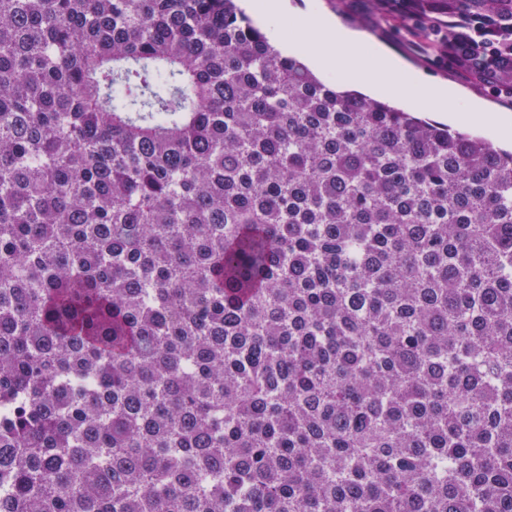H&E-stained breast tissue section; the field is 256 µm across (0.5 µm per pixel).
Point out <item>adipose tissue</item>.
<instances>
[{
    "label": "adipose tissue",
    "instance_id": "adipose-tissue-1",
    "mask_svg": "<svg viewBox=\"0 0 512 512\" xmlns=\"http://www.w3.org/2000/svg\"><path fill=\"white\" fill-rule=\"evenodd\" d=\"M248 7L267 26L272 38L283 37L278 21L288 8L287 0H248ZM286 40L289 47L302 48L314 68L335 76L342 84L366 85L392 100L410 101L439 111L459 97L456 89L409 72L394 57L366 53L360 33L335 24L319 9L301 14Z\"/></svg>",
    "mask_w": 512,
    "mask_h": 512
}]
</instances>
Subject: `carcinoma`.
<instances>
[{"label": "carcinoma", "instance_id": "carcinoma-1", "mask_svg": "<svg viewBox=\"0 0 512 512\" xmlns=\"http://www.w3.org/2000/svg\"><path fill=\"white\" fill-rule=\"evenodd\" d=\"M512 98V0H406ZM0 512H512V151L236 0H0Z\"/></svg>", "mask_w": 512, "mask_h": 512}]
</instances>
